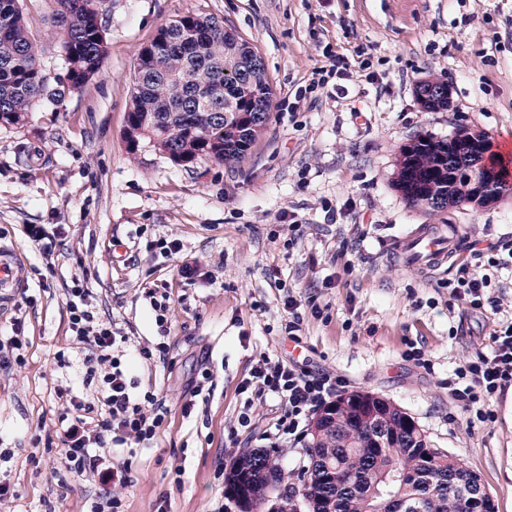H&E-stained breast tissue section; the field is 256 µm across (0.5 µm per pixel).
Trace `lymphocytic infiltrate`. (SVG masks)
<instances>
[{
	"label": "lymphocytic infiltrate",
	"instance_id": "1",
	"mask_svg": "<svg viewBox=\"0 0 512 512\" xmlns=\"http://www.w3.org/2000/svg\"><path fill=\"white\" fill-rule=\"evenodd\" d=\"M470 261L461 263L452 278L445 281L453 300L467 309L498 310L500 301L492 288V276L512 271V235L504 234L486 247L472 249ZM74 302L70 306V329L76 343L88 345L87 377L101 376L107 389L105 411L93 417V408L79 397H70L61 418L62 442L66 457L77 473H89L102 484L126 486V471L107 466L102 451L106 448H130L148 443L163 424L168 410L154 392L137 393V383L119 350L126 342L111 324L100 322L93 312L80 308L78 299L86 291L80 285L69 290ZM341 378L315 374L268 358L258 361L248 378L241 381L240 393L246 400L237 417V427L251 426L255 402L274 398L281 413L270 442L283 438L298 439L309 415L322 408L339 389ZM512 386V322L500 323L489 335L487 348L479 350L458 366L448 380V394L478 420L488 419L484 402L498 391Z\"/></svg>",
	"mask_w": 512,
	"mask_h": 512
}]
</instances>
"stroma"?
<instances>
[{
    "label": "stroma",
    "mask_w": 512,
    "mask_h": 512,
    "mask_svg": "<svg viewBox=\"0 0 512 512\" xmlns=\"http://www.w3.org/2000/svg\"><path fill=\"white\" fill-rule=\"evenodd\" d=\"M47 74L62 72L46 0H22ZM211 15L262 56L273 87L271 121L240 162L183 166L124 139L134 59L168 20ZM101 75L61 103L43 102L19 127L0 126V245L24 260V285L0 309V480L18 492L0 512H90L112 487L70 471L61 441V390L102 409L99 384H83L85 346L71 339L68 290L81 279L95 315L127 349L166 341L167 360H134L139 390L168 414L153 440L116 451L129 465L126 512H237L224 475L242 449H273L299 487L307 437L271 446L274 400L255 404L254 427L230 437L238 391L264 356L345 379L409 413L428 441L476 473L512 512V388L494 396L492 420L470 421L448 378L486 347L495 321L512 319V287L496 289L498 315L470 311L428 277L397 264L393 238L425 224L460 225L466 240L512 234V193L482 207L433 210L396 188L397 161L414 139L465 128L493 150L512 145V0H112L103 18ZM348 57L349 78L315 72L328 53ZM450 85L448 109L423 111L421 82ZM301 222L289 235L283 211ZM29 224L57 231L43 256ZM175 241L166 256L162 244ZM345 258H338L339 248ZM197 264L203 278L180 270ZM168 293L159 331L145 293ZM301 307L298 340L284 330L287 297ZM421 348L429 368L405 356ZM70 367L58 368L57 352ZM210 381H203V372ZM202 394H195V387ZM194 400L191 416L181 407Z\"/></svg>",
    "instance_id": "1"
}]
</instances>
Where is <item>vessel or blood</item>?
Listing matches in <instances>:
<instances>
[{
    "instance_id": "obj_1",
    "label": "vessel or blood",
    "mask_w": 512,
    "mask_h": 512,
    "mask_svg": "<svg viewBox=\"0 0 512 512\" xmlns=\"http://www.w3.org/2000/svg\"><path fill=\"white\" fill-rule=\"evenodd\" d=\"M464 239L459 226L443 229L423 226L397 237L392 251L397 261L423 273L437 270L463 250ZM23 281L22 266L16 254L0 245V304H8L15 288Z\"/></svg>"
}]
</instances>
